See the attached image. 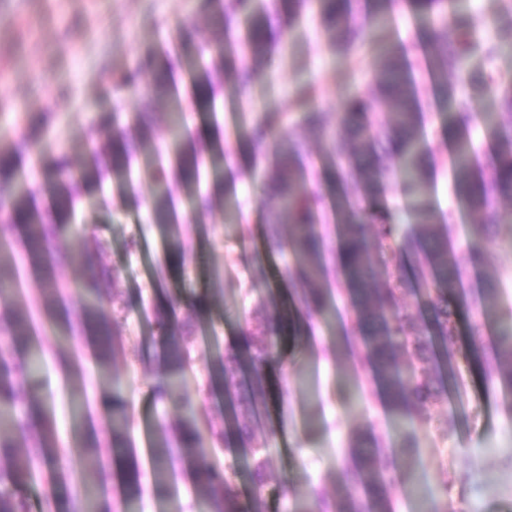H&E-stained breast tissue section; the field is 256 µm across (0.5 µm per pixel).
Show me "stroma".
<instances>
[{
	"mask_svg": "<svg viewBox=\"0 0 512 512\" xmlns=\"http://www.w3.org/2000/svg\"><path fill=\"white\" fill-rule=\"evenodd\" d=\"M483 38L512 25V0H467ZM210 0H0V157L12 153L18 127L25 116L45 117L39 141L55 144L73 160H81L86 144L95 137L106 109L101 89L113 73L146 64L174 35L187 27L202 39L208 34ZM421 27L409 9L366 47L342 56L332 53L315 14L302 17L301 27L285 49L275 50L267 72L245 95H237L232 74L224 76V110L219 115L224 141V168L235 179L233 199L242 209L257 212L261 221L242 226L225 223L215 212L181 224V257L170 256L142 209L153 188L141 183L135 196L114 197L109 209L89 211L77 230L86 239L107 243L105 263L119 271L121 298L130 311L122 329L124 350L113 362L127 389L122 404L131 417V436L138 460L142 495L133 512H199L201 501L185 473L167 479L165 495H158L152 476L155 462L151 444L165 417L154 402L151 388L164 371L161 345L151 334L142 309L151 300L178 298L182 308H194L199 325L211 338L198 344L193 361L182 377L187 394H195L204 380L216 345L239 332V319L269 294L286 297L281 277L284 261L268 255L262 220L269 214L258 188L260 169L246 136L233 128L266 112H286L291 95L304 81L315 84L316 102L325 111L343 109L347 87H367L382 45L413 48ZM415 77L422 93L421 129L439 157L448 154V125L433 104L434 91L423 71ZM429 196L440 213L455 208L457 259L466 264L464 284L478 294L484 282L498 283V305L512 309V209H502L501 221L487 247L485 262L468 266L464 242L476 217L458 205L448 171L438 168ZM138 241L135 254L126 244ZM338 316L312 323L307 342L282 337L278 363L268 368L271 394L268 414L256 432L277 435V453L264 491L269 512H295L311 492L338 496L336 465L347 455L353 432L372 428L384 442L396 439L401 429L383 394L373 387L367 365L355 361L339 327ZM30 347L44 356L37 383L46 412L53 418L61 448L68 457L74 481H81L94 460L74 447L73 432L86 424L100 439L112 437V402L103 400L97 365L90 347L76 349L81 376L65 377L56 362L63 349L57 325L36 321ZM435 370L444 372L445 393L433 408L439 422L450 430L448 441L434 438L425 427L413 425L415 452L403 454L401 479L393 482L395 512H422L443 483H452L448 512H512V396L488 376L491 364L480 361L459 366V377L446 375L443 360Z\"/></svg>",
	"mask_w": 512,
	"mask_h": 512,
	"instance_id": "35a3bbf8",
	"label": "stroma"
}]
</instances>
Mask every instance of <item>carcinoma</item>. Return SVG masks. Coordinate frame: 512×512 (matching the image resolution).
I'll use <instances>...</instances> for the list:
<instances>
[{
	"instance_id": "obj_1",
	"label": "carcinoma",
	"mask_w": 512,
	"mask_h": 512,
	"mask_svg": "<svg viewBox=\"0 0 512 512\" xmlns=\"http://www.w3.org/2000/svg\"><path fill=\"white\" fill-rule=\"evenodd\" d=\"M397 0H288V24L281 42L290 40L298 20L317 4L328 47L333 52L350 53L374 36V31L392 19ZM414 14L433 16L436 22L420 40L425 72L439 90L438 104L448 118L452 132L448 166L455 197L479 216L480 224L467 242L471 262L483 260L487 236L500 222L504 205L512 206V134L502 131L512 126V85L498 84L495 112L481 116L493 141L488 162L473 153L471 129L476 115L471 112L475 95L488 88L482 63L493 59L499 45L480 37L472 16L461 7V0H403ZM279 14V0H224L213 15V33L189 48L183 33L173 37L162 51V61L138 66L113 76L112 86L102 92L111 98L129 92L137 95L143 85L148 92L138 112L126 113L120 104L100 125L79 170L70 158L59 154L52 160L53 175L38 191L49 199L42 210L30 203L33 192L19 193L14 183L25 177L15 165H1L0 212L25 231L23 246L29 268L42 281L38 299L41 316L51 322L64 303V294L54 274L62 264L75 261L102 269L80 284V309L76 321L66 319L62 335L77 344L93 346L101 383L112 398L121 397L125 382L111 370V359L123 348L121 330L129 313L118 303L120 282L112 267L102 261L106 252L100 240L86 241L70 235L71 213L80 192L90 186L111 183V191L124 195L134 191L143 179L156 186L152 197V221L161 233L168 251L183 250L179 228L188 211L208 213L220 200L211 192L200 191L202 168L215 169L224 163V146L211 152L203 143L188 136L181 123L180 87L190 95L200 93L213 122L223 111L220 99L224 71L231 70L238 94L246 93L263 74L274 46L269 35L272 16ZM451 20L456 37L443 31ZM417 61L409 52L387 49L380 55L372 85L347 90L343 112L338 118L315 103L316 89L303 83L293 95L296 124L307 132L326 137L328 155L334 165L329 183L336 197L330 199L336 215V238L322 230L326 195L312 187L313 168L306 164V142L299 134L284 131L288 115L266 112L253 121L245 134L264 159L263 202L272 219L265 225L264 240L272 252L288 253L292 266L286 269L295 285L298 304L293 333L334 308L332 293L321 281L339 257L342 288L351 310L347 336L360 339L356 355L374 369V383L386 392L393 414L405 419L416 417L433 422L432 408L444 394L441 380L430 363L437 350L448 354L455 340L456 305L466 303L460 293L465 270L459 265L451 240L455 212L441 216L429 206L426 195L440 159L419 130L421 98L414 71ZM456 83L448 84V77ZM385 109L389 121L374 131L376 112ZM167 125L169 161L153 163L155 134ZM402 184L409 199V215L414 229L397 224L396 216L381 204L391 179ZM356 180L363 196L353 200L345 192L348 180ZM288 225L283 234L282 225ZM410 254L420 266L423 284L429 290L428 305L434 331L423 334L415 316L405 309L403 297L410 291L402 267V257ZM386 266L385 279L374 284L376 261ZM278 304L275 299L261 302L244 316L239 333L243 344H227L218 351L197 395L182 394V375L189 365L191 350L199 340L197 328L179 323L171 305L152 303L148 309L153 334L163 348L165 371L154 388L155 400L176 411L172 422L157 434L154 460L158 468L174 464L190 477L205 497L204 512H266L263 496L266 476L272 466L275 432L264 442L246 449L249 454L252 491L243 500L235 473L211 461L214 449L230 444L244 445L253 428L265 414L269 398L267 366L275 359L277 331L273 326ZM0 333L8 337L0 345V460L10 470L0 477V512H29L27 500L17 487L41 474L65 490L53 505L54 512H102L97 490L104 473L94 468L81 485L68 489L70 474L63 449L59 448L55 427L43 407L37 385L20 395L19 383L37 375L39 358L25 353L31 338L29 313L6 308L0 313ZM411 360L412 373L402 376L398 354ZM496 365L497 378L512 395V328L502 332L487 349ZM129 416L122 408L112 409V477L117 481L125 508L141 494L138 473H130L126 461L132 457L127 437ZM207 433L211 447L200 443ZM358 445L337 465L343 496L331 502L319 495V512H393L390 487L399 472L396 448H414L411 437L392 442L393 450L365 448L364 432L355 433Z\"/></svg>"
}]
</instances>
